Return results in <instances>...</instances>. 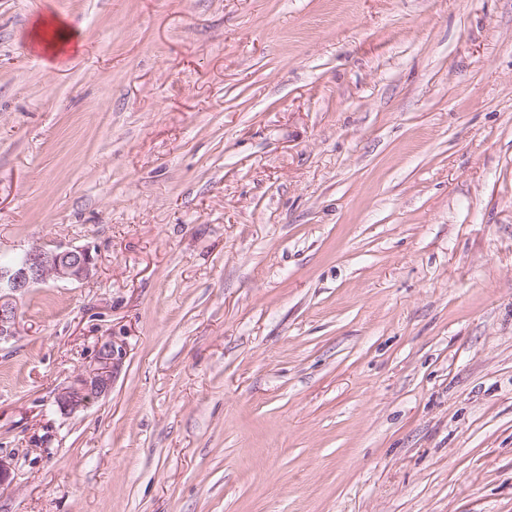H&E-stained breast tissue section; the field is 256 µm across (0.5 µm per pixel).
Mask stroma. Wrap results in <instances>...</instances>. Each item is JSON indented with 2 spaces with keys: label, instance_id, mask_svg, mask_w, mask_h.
I'll use <instances>...</instances> for the list:
<instances>
[{
  "label": "stroma",
  "instance_id": "1",
  "mask_svg": "<svg viewBox=\"0 0 512 512\" xmlns=\"http://www.w3.org/2000/svg\"><path fill=\"white\" fill-rule=\"evenodd\" d=\"M33 245L97 267L0 339V512H512V0H0ZM30 40L35 48H43L46 64L57 63L59 56L76 54L81 43L70 30L63 17L50 15L39 17L32 25ZM115 356L112 342H104L98 350L96 366L58 392L55 402L61 413L73 414L85 408L92 398L111 389Z\"/></svg>",
  "mask_w": 512,
  "mask_h": 512
}]
</instances>
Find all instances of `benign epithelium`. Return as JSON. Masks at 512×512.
<instances>
[{
    "instance_id": "benign-epithelium-1",
    "label": "benign epithelium",
    "mask_w": 512,
    "mask_h": 512,
    "mask_svg": "<svg viewBox=\"0 0 512 512\" xmlns=\"http://www.w3.org/2000/svg\"><path fill=\"white\" fill-rule=\"evenodd\" d=\"M96 266V258L88 247L32 246L21 252L18 260L0 267V338L14 335L17 300L30 288L53 282H81L88 279ZM116 356L110 342L103 343L96 366L62 388L56 405L63 414L85 408L90 400L112 388V370Z\"/></svg>"
}]
</instances>
